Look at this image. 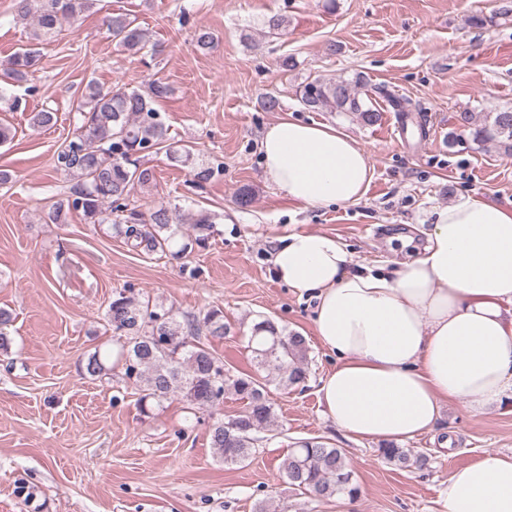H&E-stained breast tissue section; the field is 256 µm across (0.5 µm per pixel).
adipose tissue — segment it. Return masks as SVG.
<instances>
[{"label": "adipose tissue", "mask_w": 512, "mask_h": 512, "mask_svg": "<svg viewBox=\"0 0 512 512\" xmlns=\"http://www.w3.org/2000/svg\"><path fill=\"white\" fill-rule=\"evenodd\" d=\"M263 177L287 200L352 205L372 179L365 150L324 123L282 117L260 138ZM336 237L299 231L273 253L279 281L314 304L335 366L317 389L325 417L356 440L434 430L443 403L471 414L512 400V209L470 195L435 207L425 242L386 272L351 270ZM444 512H512V455L454 469Z\"/></svg>", "instance_id": "ef3b65f1"}]
</instances>
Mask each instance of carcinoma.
I'll return each instance as SVG.
<instances>
[{"mask_svg": "<svg viewBox=\"0 0 512 512\" xmlns=\"http://www.w3.org/2000/svg\"><path fill=\"white\" fill-rule=\"evenodd\" d=\"M93 0H13L17 16L32 24L25 48L0 62V69L15 81H22L40 63V45L55 37L65 26L76 24ZM107 33L119 46L136 53L146 48L143 31L124 13L104 20ZM358 79L315 78L302 86L301 102L312 110L349 112L367 125L382 120L372 101L360 97ZM373 93L385 99L393 111H411V100L384 86ZM167 84L154 80L146 93L123 88H104L89 81L77 104L81 116L74 136L56 155V168L74 181L69 195L55 201L46 218L59 222L70 211L82 212L90 224L113 220L114 233L127 245L147 255L160 254L175 261L204 250L215 232L217 215L201 210L192 219L190 232H183V218L177 208L164 203L149 214L128 208L127 199L136 187L150 184L154 170L144 162L151 153L165 152L167 158L183 165L192 163L193 149L178 148L170 142L169 127L156 108L167 97ZM461 128L472 131L473 140L491 143L512 155V109L496 112H462ZM224 174V165L213 162L195 166L191 184L201 188ZM106 323L116 336L125 337L122 356L124 376L139 391L138 407L148 415L162 402L178 396L194 411H208L224 403L230 393L244 402V408L228 419H218L210 427V447L218 458L231 465L248 462L257 452L258 434L271 430L275 413L266 397V382L278 381L284 388L305 384L308 376L307 340L298 332H286L271 319L253 327V360L267 371L264 378L225 367L201 337L224 338V312L209 309L187 315L180 321L160 303L132 296V289L118 292L109 304ZM14 317L0 309V352L10 350L9 328ZM107 356L96 351L85 363L91 377L104 373ZM390 464L422 469L428 464L424 454L388 444L380 448ZM281 471L291 489L316 499L346 495L355 499L359 486L353 482L342 448L320 438L295 443L281 463Z\"/></svg>", "mask_w": 512, "mask_h": 512, "instance_id": "1", "label": "carcinoma"}]
</instances>
